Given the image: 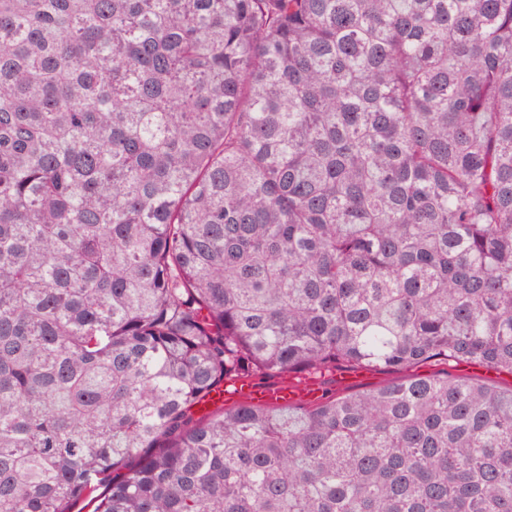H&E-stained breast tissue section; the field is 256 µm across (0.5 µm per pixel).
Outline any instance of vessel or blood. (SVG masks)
Listing matches in <instances>:
<instances>
[{"instance_id":"vessel-or-blood-1","label":"vessel or blood","mask_w":512,"mask_h":512,"mask_svg":"<svg viewBox=\"0 0 512 512\" xmlns=\"http://www.w3.org/2000/svg\"><path fill=\"white\" fill-rule=\"evenodd\" d=\"M317 398V389L312 385L280 384L275 387L256 385L250 379L226 380L224 385L214 389L205 399L206 404L249 402L265 405L271 402L282 406L312 402Z\"/></svg>"}]
</instances>
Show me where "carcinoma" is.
I'll return each mask as SVG.
<instances>
[{
	"mask_svg": "<svg viewBox=\"0 0 512 512\" xmlns=\"http://www.w3.org/2000/svg\"><path fill=\"white\" fill-rule=\"evenodd\" d=\"M512 0H0V512H512ZM446 370H448V374L452 376L466 379H480L493 383L502 389H508L512 385V374L508 371H496L478 364L463 362H450L448 366L427 362L401 373H391L373 368L338 366L336 370L330 372L304 371L294 375L296 378H290L288 380L318 383L320 397H325L331 393L342 395L353 391L374 389L395 377L409 375L428 376ZM250 379L265 385H272L279 381L277 377L261 375ZM250 379L226 380L224 385L214 389L200 405L207 407L218 402L237 403L243 401L258 405L274 402L281 406H288L302 402H313L318 396L317 388L314 385H288V382H284L276 387H263L256 385Z\"/></svg>",
	"mask_w": 512,
	"mask_h": 512,
	"instance_id": "obj_1",
	"label": "carcinoma"
}]
</instances>
